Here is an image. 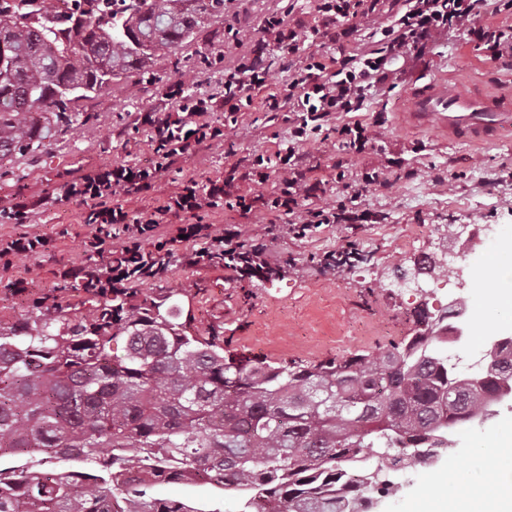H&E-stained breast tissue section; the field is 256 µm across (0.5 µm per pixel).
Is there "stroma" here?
Returning <instances> with one entry per match:
<instances>
[{"label":"stroma","instance_id":"1","mask_svg":"<svg viewBox=\"0 0 512 512\" xmlns=\"http://www.w3.org/2000/svg\"><path fill=\"white\" fill-rule=\"evenodd\" d=\"M291 24L311 25L316 0H228L223 19L196 32L175 53H160L148 63L147 75L132 74L79 100V122L57 127L40 152L0 163V205L17 201L36 203L32 223L53 239L49 251L24 265L0 268V320L18 322L32 316L38 304L90 314L88 295L81 282L60 276L63 266L91 269L98 256L84 252L92 202L72 198L38 206L66 180L95 173L109 165L140 167L153 155L154 131L144 123L148 112L174 113L166 97L168 86L185 74L187 94L210 98L214 112L207 119L223 127L224 140L192 148L148 185L113 197L129 221L156 213L189 181L206 187L222 183L230 169L240 178L239 193L250 184L242 175L256 155H273L287 147L294 122L291 112L271 111L265 104L269 91L287 88L298 69L286 53L260 42L237 45L229 27L260 29L272 16ZM244 56L260 57L274 77L271 90L253 92L248 112L232 117L224 110V71ZM465 79L469 85L492 92H512V58L496 63L485 59L483 45L474 36L455 32L436 38L425 53L412 58L398 78L369 96L363 111L376 131L373 162L382 156L396 164L389 181L361 197L360 206L372 213L370 224H333L312 237L294 240L283 231L284 213L254 204L251 211L218 208L198 215H168V224H238L256 232L275 257L272 271L239 278L225 270L222 259L201 268L186 265L182 253L171 258L159 278L130 283L135 301L158 300L168 294L181 297L180 319L192 335L217 342L225 357L255 363L304 366L354 355H379L408 341L416 333V313L426 309L431 319L445 313L429 291L397 285L398 268L411 269L427 255H435L449 225L488 224V241L473 240L460 254L455 268L438 269L441 278L462 274L471 280L503 237L512 234V134L474 147L451 144L434 126L411 122L404 115L406 93L442 75ZM313 170L315 203L334 202L341 185L337 166L358 168L362 158L341 150L332 126L303 147ZM27 277V294H15L13 282ZM465 340L443 355L474 360L479 348L502 335L511 325H481L475 310L483 297L467 289ZM496 417L482 423H464L451 429L447 454L418 476L401 481L396 494L381 499L375 512H422L426 499L444 495L437 482L440 472L453 469L462 478L489 483L500 473L481 453L486 434L512 421V396L497 406Z\"/></svg>","mask_w":512,"mask_h":512}]
</instances>
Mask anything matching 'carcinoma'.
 Returning a JSON list of instances; mask_svg holds the SVG:
<instances>
[{
  "mask_svg": "<svg viewBox=\"0 0 512 512\" xmlns=\"http://www.w3.org/2000/svg\"><path fill=\"white\" fill-rule=\"evenodd\" d=\"M224 0H0V163L52 137L43 113L73 104L172 52ZM95 315L46 310L0 321V512H198L149 494L203 471L250 493L253 512H350L347 463L365 448L441 445L512 387V369L469 381L430 345L409 355L328 360L313 368L224 359L185 334L172 298L125 305L86 287ZM125 355L112 357V343ZM69 452L90 470L65 472Z\"/></svg>",
  "mask_w": 512,
  "mask_h": 512,
  "instance_id": "1",
  "label": "carcinoma"
}]
</instances>
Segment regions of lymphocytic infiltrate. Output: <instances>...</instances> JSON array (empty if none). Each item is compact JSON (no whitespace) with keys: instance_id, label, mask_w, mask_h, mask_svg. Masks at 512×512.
<instances>
[{"instance_id":"f902f5d3","label":"lymphocytic infiltrate","mask_w":512,"mask_h":512,"mask_svg":"<svg viewBox=\"0 0 512 512\" xmlns=\"http://www.w3.org/2000/svg\"><path fill=\"white\" fill-rule=\"evenodd\" d=\"M487 0H403L402 7L391 14L387 21L378 18L379 0H318V20L315 24L298 30L273 16L266 20L260 32L245 29L232 30L235 43L261 37L263 42L273 43L296 52L300 45H307L310 52L301 62L298 78L288 84L283 93L267 97L269 109L286 108L302 113L303 119L290 131L287 148L278 150L275 156H257L254 167L247 173L254 184L255 200H263V186L270 172H277L283 191L280 197L270 200L271 207H283L289 215L285 230L289 237L306 238L325 224H354L369 219L368 212L357 211L355 202L364 192L386 179L387 166L381 165L361 173L342 168L336 174L341 183L343 199L336 208L307 207L299 204L298 196L305 178L303 156L299 145L311 136L319 134L332 118H342L336 135L343 148L356 154L366 153L375 140L373 123L358 119L357 114L373 90L380 88L391 74L400 69L412 52L422 51L429 37L437 31L455 30L478 33L485 42L488 61L496 62L512 55V27L495 31L478 30ZM361 19L369 31V41L346 46L345 38L355 30L354 19ZM338 47L335 72H328L320 59L319 48L327 44ZM269 73L255 61H243L224 75V99L231 102L233 111H241L252 104L254 91L268 87ZM169 100L177 104L181 119L172 121L162 117L151 118L158 139L154 159L145 168L128 166L113 167L92 175L64 183L61 196L65 199L79 198L96 200L101 204L96 213L104 224L120 225L126 238L122 249L125 263L121 266L104 265L87 273V281L100 283L107 290L120 294L131 281L145 280L164 272L166 254L172 253L181 239L196 241L204 239V247L188 251L184 255L187 265L201 266L213 257L224 259L225 268L238 276L252 275L269 270L267 251L264 245L251 242L249 235L237 226H230L214 233L207 232L204 225L184 224L178 227L171 238L158 242L157 251L164 257L153 263H145L141 249V238L151 232L157 224L156 218H147L139 224L125 221L122 210L108 206L107 201L118 191L129 189L153 179L166 170L177 157L189 149L190 144L202 145L220 140L221 128L203 122L206 112L212 111L213 103L204 98L188 97L183 83H176L168 93ZM232 180H225L223 187L201 193L195 187H184L182 193L172 197L165 205L166 211L189 213L205 209L225 207L246 208V198L233 194ZM1 224H21L25 231L16 236L0 239V262L14 261L44 252L51 240L39 228L30 226L27 205L18 203L0 210Z\"/></svg>"}]
</instances>
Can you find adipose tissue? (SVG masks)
I'll list each match as a JSON object with an SVG mask.
<instances>
[{
  "mask_svg": "<svg viewBox=\"0 0 512 512\" xmlns=\"http://www.w3.org/2000/svg\"><path fill=\"white\" fill-rule=\"evenodd\" d=\"M476 292L484 294L485 305L475 312L478 323L489 320L492 310L506 312L512 321V238L502 240L496 252L487 257L473 277ZM444 498L434 500L431 512H512V482L490 485L464 482L459 473L447 471L442 477Z\"/></svg>",
  "mask_w": 512,
  "mask_h": 512,
  "instance_id": "obj_1",
  "label": "adipose tissue"
}]
</instances>
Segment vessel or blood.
<instances>
[{"mask_svg":"<svg viewBox=\"0 0 512 512\" xmlns=\"http://www.w3.org/2000/svg\"><path fill=\"white\" fill-rule=\"evenodd\" d=\"M407 99L414 121L437 122L457 142L486 143L512 131V97L507 95L462 90L443 78L408 91Z\"/></svg>","mask_w":512,"mask_h":512,"instance_id":"1","label":"vessel or blood"}]
</instances>
